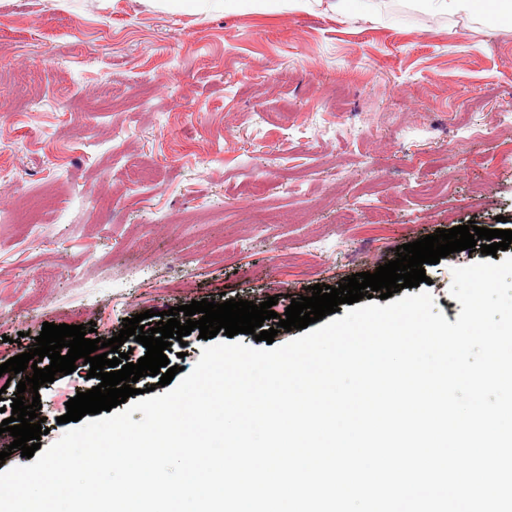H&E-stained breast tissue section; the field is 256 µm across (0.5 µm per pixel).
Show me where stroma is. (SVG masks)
I'll use <instances>...</instances> for the list:
<instances>
[{
  "instance_id": "35a3bbf8",
  "label": "stroma",
  "mask_w": 512,
  "mask_h": 512,
  "mask_svg": "<svg viewBox=\"0 0 512 512\" xmlns=\"http://www.w3.org/2000/svg\"><path fill=\"white\" fill-rule=\"evenodd\" d=\"M327 6L0 0V364L44 323L206 299L276 314L399 245L512 230V26ZM455 252L425 267L449 322ZM86 374L40 393L49 447Z\"/></svg>"
}]
</instances>
